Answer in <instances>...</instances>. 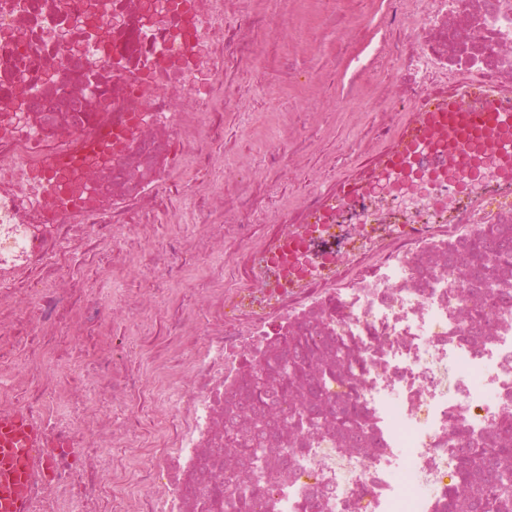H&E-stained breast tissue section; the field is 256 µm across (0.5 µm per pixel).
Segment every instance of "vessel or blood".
<instances>
[{"label": "vessel or blood", "mask_w": 512, "mask_h": 512, "mask_svg": "<svg viewBox=\"0 0 512 512\" xmlns=\"http://www.w3.org/2000/svg\"><path fill=\"white\" fill-rule=\"evenodd\" d=\"M467 105L445 95L426 96L417 112L396 132L372 167L400 177L415 171L422 158L431 161L433 185L448 181L457 170L483 175L485 160L496 174L512 180V105L490 104L481 87L470 88ZM361 181L344 179L324 199L323 207L303 217L306 230L322 224L330 207L357 198ZM268 287L283 288V255L266 252L256 263ZM41 427L23 412L0 417V512H26V489L32 472L47 468Z\"/></svg>", "instance_id": "1"}]
</instances>
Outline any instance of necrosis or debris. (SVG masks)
<instances>
[{"label":"necrosis or debris","instance_id":"4bbe7bcc","mask_svg":"<svg viewBox=\"0 0 512 512\" xmlns=\"http://www.w3.org/2000/svg\"><path fill=\"white\" fill-rule=\"evenodd\" d=\"M229 2L0 0V414H31L52 462L28 485V512H224V400L302 327L348 345L322 391L359 394L367 425L350 443L328 417L298 445L279 436L286 463L255 512H304L309 499L313 512H441L462 442L512 411V266L480 283L448 261L493 224L508 234L487 242V263L512 248V181L494 171L436 192L421 175H366L303 239L300 287L224 280L162 350L112 333V316L142 320L144 279L185 265L176 243L133 268L150 238L131 211L167 195L176 213L202 191L201 228L223 224L233 246L260 250L224 209L209 132L234 102L227 61L260 63L240 37L252 12ZM387 26L398 38L385 77L404 91L391 111L439 88L464 97L472 81L512 101V0H393ZM91 240L125 286L86 281V341L60 311Z\"/></svg>","mask_w":512,"mask_h":512}]
</instances>
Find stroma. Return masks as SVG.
<instances>
[{
    "mask_svg": "<svg viewBox=\"0 0 512 512\" xmlns=\"http://www.w3.org/2000/svg\"><path fill=\"white\" fill-rule=\"evenodd\" d=\"M298 47H286L265 32L258 42L261 67L231 66L227 78L237 91L234 108L224 112L218 129L223 136L224 205L235 208L243 190H250L260 209L250 216L256 241L270 238L273 224L263 222L265 208L297 210L304 184L328 187L341 173L355 174L375 154L379 142L367 139L368 125L394 124L384 99L398 94L394 84L381 83L366 102L348 92L353 75L351 56L368 42H380L385 30V0H295ZM313 73L307 84L291 80L293 69ZM369 115L368 125L357 124V112ZM289 115L293 145L278 164H271L264 143H276L274 113ZM362 138L356 154L344 153L343 144Z\"/></svg>",
    "mask_w": 512,
    "mask_h": 512,
    "instance_id": "1",
    "label": "stroma"
}]
</instances>
